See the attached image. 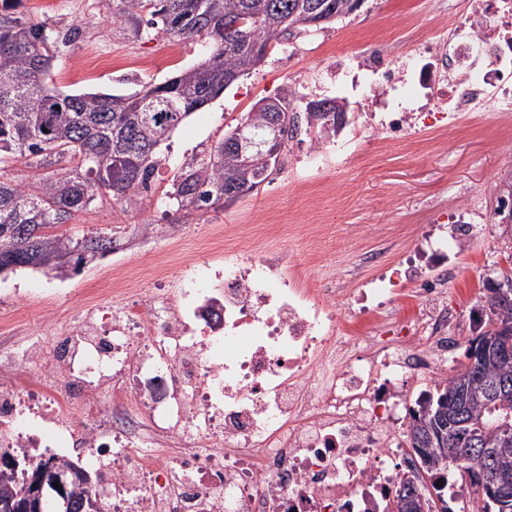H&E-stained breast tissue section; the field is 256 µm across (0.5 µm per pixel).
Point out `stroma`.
I'll return each mask as SVG.
<instances>
[{
	"label": "stroma",
	"instance_id": "35a3bbf8",
	"mask_svg": "<svg viewBox=\"0 0 512 512\" xmlns=\"http://www.w3.org/2000/svg\"><path fill=\"white\" fill-rule=\"evenodd\" d=\"M466 3L363 0L353 15L283 39L256 71L193 112L160 146L163 163L148 198L134 196L119 204L104 200L76 214L66 231L112 230L125 238L133 224H174L184 234V243L160 236L154 251L190 259L206 246L212 225L234 224L244 249L285 247L294 250L311 273L354 269L365 278L373 275V268L352 267L344 241L356 239L358 248L382 253L384 262H391L417 233L442 223L445 200L462 195L486 216L467 252L456 258L457 273L449 284L455 334L467 342L488 293L487 272L512 274V224L494 214L503 189L512 183V140L494 133L491 118L467 115L462 128L445 141L421 132L414 152L394 145L379 153L361 142L350 148L345 163L329 164L316 174L292 170L293 159L304 152L303 146L294 145L256 190L225 200L215 210L180 211L168 198L182 161L209 155L260 99L288 90L299 112L308 102L325 97L338 98L348 111H366L361 97L337 93L336 63L377 52L390 59L415 53L423 39L441 33L442 21L461 17ZM19 10L38 16L52 29L79 26L77 41L56 58L52 70V86L63 93H109L160 83L196 65L208 46L203 38H173L157 30L138 40L127 38L107 22L110 0H20ZM316 224L328 225V234H306V227ZM111 263L108 256L95 260L63 280L39 269L7 271L0 274V297L18 304L32 292H54L59 316L72 318L81 315L88 290H95L100 300H111L112 292L101 278ZM52 346L38 319H31L10 335H0V367L34 347L50 354Z\"/></svg>",
	"mask_w": 512,
	"mask_h": 512
}]
</instances>
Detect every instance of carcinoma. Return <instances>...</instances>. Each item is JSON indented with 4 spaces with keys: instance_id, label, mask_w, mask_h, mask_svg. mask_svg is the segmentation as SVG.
I'll use <instances>...</instances> for the list:
<instances>
[{
    "instance_id": "cac0c4a2",
    "label": "carcinoma",
    "mask_w": 512,
    "mask_h": 512,
    "mask_svg": "<svg viewBox=\"0 0 512 512\" xmlns=\"http://www.w3.org/2000/svg\"><path fill=\"white\" fill-rule=\"evenodd\" d=\"M362 0H115L110 26L135 37L160 28L174 37H205L211 51L197 65L157 84L116 93L63 94L49 89L54 60L72 45L79 28L53 30L31 15L0 0V271L34 267L64 277L96 258L112 253L116 237L90 232L51 233L74 215L106 197L118 203L144 193L159 170L158 145L191 113L224 91V71L248 75L258 58L225 45V30L242 19L257 23L256 33L267 48L295 30L320 27L312 4L323 5L336 19L355 13ZM306 110L310 124L322 130L326 116L342 109L335 98L313 102ZM270 113L250 111L240 122L246 131L264 135ZM238 128L208 156L184 159L169 199L177 209H204L233 190L241 197L273 172L263 163H241ZM19 158L37 172L27 187L12 175ZM69 260H64L65 256ZM450 424L446 445L433 448L421 437L439 424ZM409 448L423 470L455 469L469 481L473 499L489 477L499 479L498 493L512 498V443L500 444L504 422L512 424V359L489 350L464 359L452 373L420 393L410 412ZM472 456L467 472L453 461ZM0 454V501L15 498L42 461H4ZM61 512H88L84 491L69 486Z\"/></svg>"
}]
</instances>
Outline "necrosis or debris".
<instances>
[{
	"label": "necrosis or debris",
	"mask_w": 512,
	"mask_h": 512,
	"mask_svg": "<svg viewBox=\"0 0 512 512\" xmlns=\"http://www.w3.org/2000/svg\"><path fill=\"white\" fill-rule=\"evenodd\" d=\"M336 80L373 105L352 138L381 148H416L421 125L444 134L463 111L511 128L512 0H469L412 63L376 54ZM481 219L455 211L419 239L432 271L400 261L352 288L285 249L246 253L217 224L202 268L159 263L150 288L107 268L120 300L88 297L83 318L35 297L0 331L38 316L61 356L0 371V447L85 452L107 512H385L418 470L400 386L448 375L449 261ZM409 285L413 310L397 303ZM103 395L111 413L91 415Z\"/></svg>",
	"instance_id": "necrosis-or-debris-1"
}]
</instances>
